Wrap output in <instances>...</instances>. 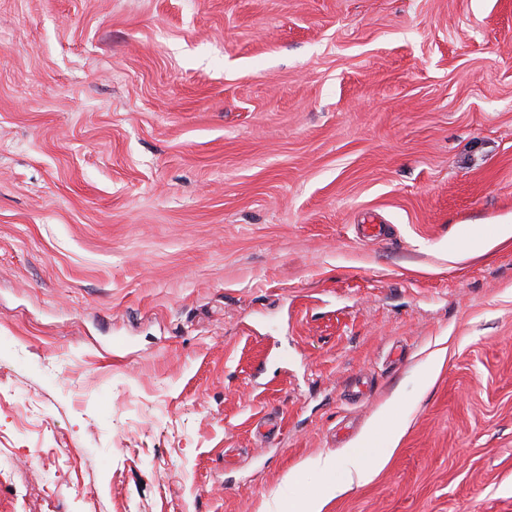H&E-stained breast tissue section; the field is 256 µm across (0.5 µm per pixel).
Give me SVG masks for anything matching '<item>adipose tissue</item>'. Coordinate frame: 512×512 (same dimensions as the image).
Returning <instances> with one entry per match:
<instances>
[{"mask_svg": "<svg viewBox=\"0 0 512 512\" xmlns=\"http://www.w3.org/2000/svg\"><path fill=\"white\" fill-rule=\"evenodd\" d=\"M400 417L395 404H387L355 448L339 456L326 454L309 461V469L318 471L322 480L306 497L280 500L272 506L265 504L260 512H324L331 500L353 486L369 482L389 460L388 455L374 452L373 439L379 431L388 429L390 422Z\"/></svg>", "mask_w": 512, "mask_h": 512, "instance_id": "1", "label": "adipose tissue"}]
</instances>
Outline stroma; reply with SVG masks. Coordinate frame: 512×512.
I'll list each match as a JSON object with an SVG mask.
<instances>
[{
  "label": "stroma",
  "instance_id": "35a3bbf8",
  "mask_svg": "<svg viewBox=\"0 0 512 512\" xmlns=\"http://www.w3.org/2000/svg\"><path fill=\"white\" fill-rule=\"evenodd\" d=\"M509 222L512 0H0V512H512ZM397 402V399L388 402L355 448L340 456L321 454L309 461L305 468L318 471L322 480L306 497L276 501L274 507L265 503L259 512H324L331 500L351 490L354 485L369 482L389 460L388 454L373 451L375 435L382 429L390 430L389 423L393 420L400 422L401 429L406 423L407 415L405 418L401 415L395 406ZM337 473L341 476L336 477Z\"/></svg>",
  "mask_w": 512,
  "mask_h": 512
}]
</instances>
